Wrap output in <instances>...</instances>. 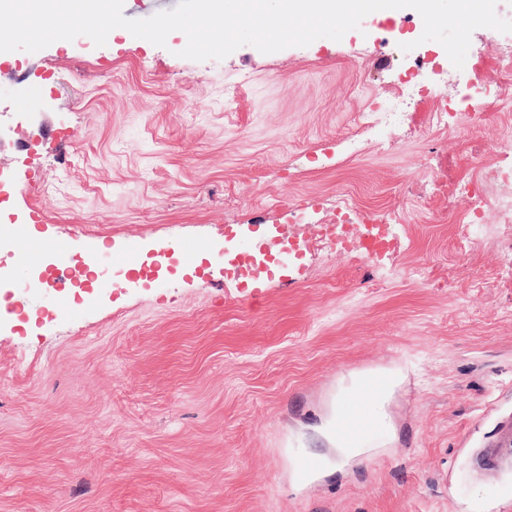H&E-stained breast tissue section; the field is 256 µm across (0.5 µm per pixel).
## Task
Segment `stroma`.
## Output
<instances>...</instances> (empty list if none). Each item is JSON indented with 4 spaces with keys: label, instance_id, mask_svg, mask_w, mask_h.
Wrapping results in <instances>:
<instances>
[{
    "label": "stroma",
    "instance_id": "stroma-1",
    "mask_svg": "<svg viewBox=\"0 0 512 512\" xmlns=\"http://www.w3.org/2000/svg\"><path fill=\"white\" fill-rule=\"evenodd\" d=\"M423 29L365 19L203 62L183 32H126L0 59V231L169 259L72 307L58 265L32 288L0 253V512H512V466L475 462L512 420V220L487 211L461 252L452 192L505 187L512 110L474 64L512 35L474 30L458 69ZM397 95L401 120L351 152ZM341 198L386 221L379 256L330 236ZM291 240L299 258L231 264ZM375 369L400 375L388 428L339 461L313 427Z\"/></svg>",
    "mask_w": 512,
    "mask_h": 512
}]
</instances>
